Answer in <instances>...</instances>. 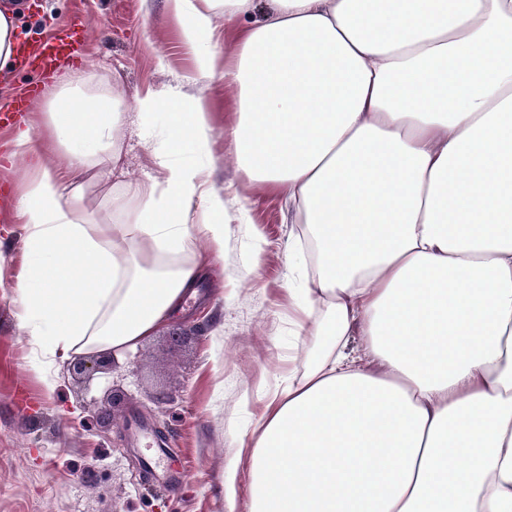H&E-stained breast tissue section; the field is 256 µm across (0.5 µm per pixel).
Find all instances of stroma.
Masks as SVG:
<instances>
[{
    "mask_svg": "<svg viewBox=\"0 0 512 512\" xmlns=\"http://www.w3.org/2000/svg\"><path fill=\"white\" fill-rule=\"evenodd\" d=\"M18 41L32 46L72 34L77 52L49 78L33 68L0 75V108L42 90L45 104L72 71L111 88L125 115L111 177L81 176L83 206L97 222L112 219L116 186L161 180L140 135L135 94L152 89L202 98L212 114L211 180L233 219L224 229L223 276H200L199 298L178 318L191 337L174 346L159 329L135 353L82 379L65 359L46 363L19 325V276L26 261L16 187L27 158L7 159L15 127L0 128V512H247L249 450L243 445L266 397L301 373L288 316V208L251 185L224 151L234 89L223 79L196 83L195 63L166 0H25L12 13ZM265 240L252 257L250 238ZM168 399L158 402L156 391ZM237 463L236 508L224 499V469Z\"/></svg>",
    "mask_w": 512,
    "mask_h": 512,
    "instance_id": "35a3bbf8",
    "label": "stroma"
}]
</instances>
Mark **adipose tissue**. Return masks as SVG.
Masks as SVG:
<instances>
[{
	"label": "adipose tissue",
	"instance_id": "obj_1",
	"mask_svg": "<svg viewBox=\"0 0 512 512\" xmlns=\"http://www.w3.org/2000/svg\"><path fill=\"white\" fill-rule=\"evenodd\" d=\"M167 7L195 80L236 91L227 153L313 249L291 325L314 346L255 422L249 512H512V0H265L247 25L254 0ZM135 103L163 179L114 193L113 223L66 183L119 158L113 98L76 76L13 139L35 161L21 323L54 358L133 353L181 313L195 237L224 255L204 101Z\"/></svg>",
	"mask_w": 512,
	"mask_h": 512
}]
</instances>
